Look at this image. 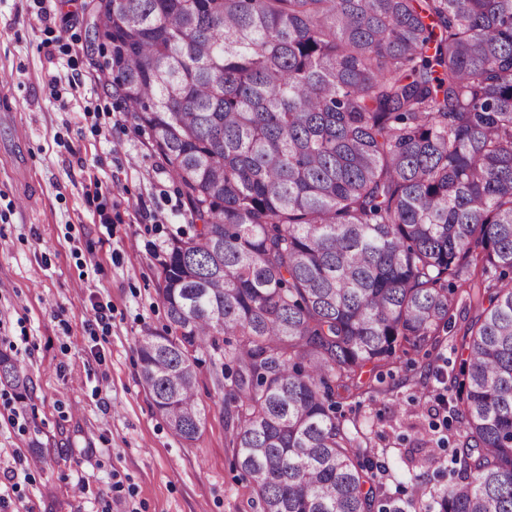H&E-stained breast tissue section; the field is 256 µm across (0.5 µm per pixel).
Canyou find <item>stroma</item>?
<instances>
[{"label": "stroma", "instance_id": "1", "mask_svg": "<svg viewBox=\"0 0 512 512\" xmlns=\"http://www.w3.org/2000/svg\"><path fill=\"white\" fill-rule=\"evenodd\" d=\"M90 0H0V350L31 378L0 389V476L33 466L15 512H258L230 444L221 352L198 354L201 435L182 444L138 375L136 342L162 331L157 256L190 217L149 135L112 93ZM477 309L455 295L448 341L394 376L457 375ZM16 423H9L11 408ZM389 489L428 497L451 466L424 426L442 403L400 388L347 399Z\"/></svg>", "mask_w": 512, "mask_h": 512}]
</instances>
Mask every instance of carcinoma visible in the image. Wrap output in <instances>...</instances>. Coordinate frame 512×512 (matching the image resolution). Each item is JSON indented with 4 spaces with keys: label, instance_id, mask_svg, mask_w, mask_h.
I'll list each match as a JSON object with an SVG mask.
<instances>
[{
    "label": "carcinoma",
    "instance_id": "1",
    "mask_svg": "<svg viewBox=\"0 0 512 512\" xmlns=\"http://www.w3.org/2000/svg\"><path fill=\"white\" fill-rule=\"evenodd\" d=\"M94 34L191 217L138 340L171 433L197 440L195 353L232 336L260 512H512V0H100ZM477 269L448 485L390 496L339 401L442 345ZM0 384L30 385L2 351Z\"/></svg>",
    "mask_w": 512,
    "mask_h": 512
}]
</instances>
